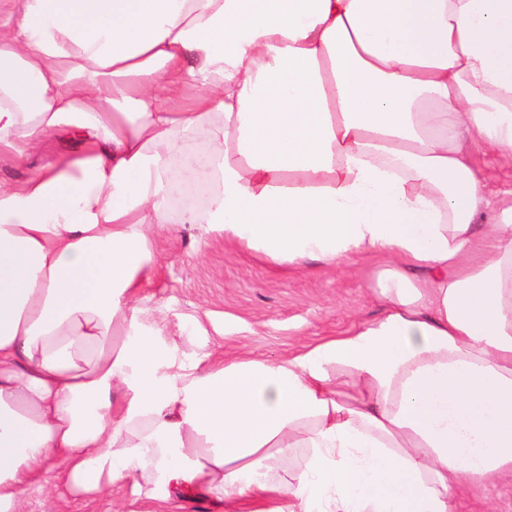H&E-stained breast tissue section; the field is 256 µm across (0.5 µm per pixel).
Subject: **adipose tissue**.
I'll return each mask as SVG.
<instances>
[{
  "instance_id": "adipose-tissue-1",
  "label": "adipose tissue",
  "mask_w": 512,
  "mask_h": 512,
  "mask_svg": "<svg viewBox=\"0 0 512 512\" xmlns=\"http://www.w3.org/2000/svg\"><path fill=\"white\" fill-rule=\"evenodd\" d=\"M0 512L125 478L225 512H453L512 478V0H0ZM178 221L272 267L384 261L381 316L282 359L179 358L140 293ZM487 224H479L481 216ZM73 148V144L67 139L57 137L46 140L38 150L24 161H16L9 156L1 155L0 183H19L27 176L31 169L45 165L52 161L60 152ZM469 151L477 176L492 195L512 190V166L500 163L476 143L471 145Z\"/></svg>"
}]
</instances>
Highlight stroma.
<instances>
[{"mask_svg": "<svg viewBox=\"0 0 512 512\" xmlns=\"http://www.w3.org/2000/svg\"><path fill=\"white\" fill-rule=\"evenodd\" d=\"M64 138L46 140L28 159L0 157V183L21 182L28 172L70 149ZM477 176L494 194L512 190V166L478 145L470 147ZM173 232L157 236L153 250L163 266L143 304L163 318L164 334L179 353L201 344L223 346L225 355L250 351L285 357L302 346L336 336L382 312L375 286L379 263L358 257L339 270L316 261L273 268L223 236L201 235L166 210ZM132 480L97 498L75 497L64 487L28 498L27 512H156ZM455 512H512V480L483 492L463 493Z\"/></svg>", "mask_w": 512, "mask_h": 512, "instance_id": "1", "label": "stroma"}]
</instances>
